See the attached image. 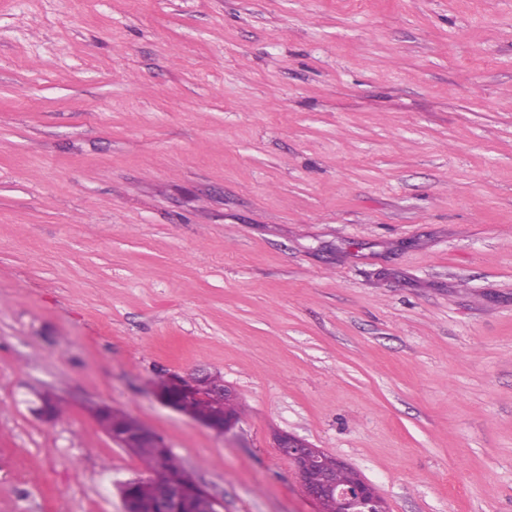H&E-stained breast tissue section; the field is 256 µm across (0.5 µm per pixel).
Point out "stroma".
<instances>
[{
	"instance_id": "1",
	"label": "stroma",
	"mask_w": 512,
	"mask_h": 512,
	"mask_svg": "<svg viewBox=\"0 0 512 512\" xmlns=\"http://www.w3.org/2000/svg\"><path fill=\"white\" fill-rule=\"evenodd\" d=\"M98 404L223 512H317L277 431L512 512V0H0V512H123ZM166 378L171 392L161 395L156 389L157 396L164 405L183 414L185 413L181 409V402L185 398H188L182 406L185 412L205 414L214 408L212 401L216 405H220L224 403L225 398L235 396L234 391L224 384V379L218 372L195 369L185 375L168 374ZM192 398L211 399L212 401ZM230 411L236 418H239L241 409L237 401L230 407ZM185 415L222 435L237 422L235 417L224 414V404L221 408L216 406L215 412L209 416Z\"/></svg>"
}]
</instances>
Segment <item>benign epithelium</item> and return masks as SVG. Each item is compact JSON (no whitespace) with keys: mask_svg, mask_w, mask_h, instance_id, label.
Listing matches in <instances>:
<instances>
[{"mask_svg":"<svg viewBox=\"0 0 512 512\" xmlns=\"http://www.w3.org/2000/svg\"><path fill=\"white\" fill-rule=\"evenodd\" d=\"M167 380L171 392L158 395L167 407L179 412L181 402L186 398L210 399L218 404L215 412L209 416L193 415L191 419L218 434L228 431L236 424L237 419L224 413V408L220 407L224 399L234 397L235 393L224 384V379L219 373L196 369L185 375L169 374ZM274 442L279 453L290 459L297 467L303 490L311 501L317 502L319 497L332 493L349 505L348 512H359V508L364 506L367 507V512H381L376 508V503L381 498L380 492L366 479L361 477L357 484L338 489L321 476L319 464L326 462L322 449L286 432L277 433Z\"/></svg>","mask_w":512,"mask_h":512,"instance_id":"7a95c632","label":"benign epithelium"}]
</instances>
